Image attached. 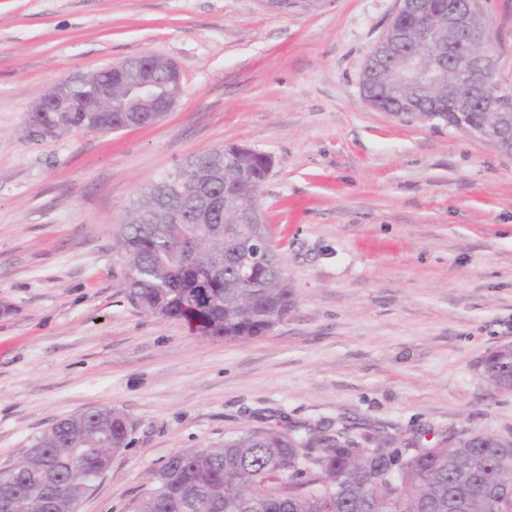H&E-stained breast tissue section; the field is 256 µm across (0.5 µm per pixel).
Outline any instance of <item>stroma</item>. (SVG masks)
Returning a JSON list of instances; mask_svg holds the SVG:
<instances>
[{
  "label": "stroma",
  "instance_id": "obj_1",
  "mask_svg": "<svg viewBox=\"0 0 512 512\" xmlns=\"http://www.w3.org/2000/svg\"><path fill=\"white\" fill-rule=\"evenodd\" d=\"M512 91V0H480ZM398 0H0V470L60 419L127 415L78 512H134L173 453L247 429L344 426L359 445L512 434L478 363L512 342V155L375 110L361 74ZM144 54L184 94L146 128L33 138L38 94ZM274 167L258 205L295 293L245 341L127 296L116 246L137 193L212 148Z\"/></svg>",
  "mask_w": 512,
  "mask_h": 512
}]
</instances>
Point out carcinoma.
Masks as SVG:
<instances>
[{
  "instance_id": "1",
  "label": "carcinoma",
  "mask_w": 512,
  "mask_h": 512,
  "mask_svg": "<svg viewBox=\"0 0 512 512\" xmlns=\"http://www.w3.org/2000/svg\"><path fill=\"white\" fill-rule=\"evenodd\" d=\"M427 15L397 22L412 45L448 0H420ZM115 70L96 71L76 87L86 95ZM365 99L396 118L442 122L466 133L502 127L512 96L463 115L437 118L418 93L405 88L391 98L379 79L365 86ZM38 123L82 125L110 132L133 122L148 125V112H33ZM186 177L167 178L139 195L126 210L116 239L138 271L127 279L132 301L145 312L184 321L198 335L243 341L261 336L295 305L285 265L268 245L257 274L242 279L239 245L224 237L242 201L259 193L268 178L264 153L237 146L215 148L188 159ZM482 377L512 391V346H499L480 361ZM132 426L111 408H96L57 422L31 440L9 484L0 485V512L20 496L22 512H77L109 469L112 455L129 444ZM107 435L112 447L104 448ZM135 512H512V436L448 435L427 445L392 448L382 441L370 454L343 427L303 433L248 429L210 448L172 454L153 474V486Z\"/></svg>"
}]
</instances>
